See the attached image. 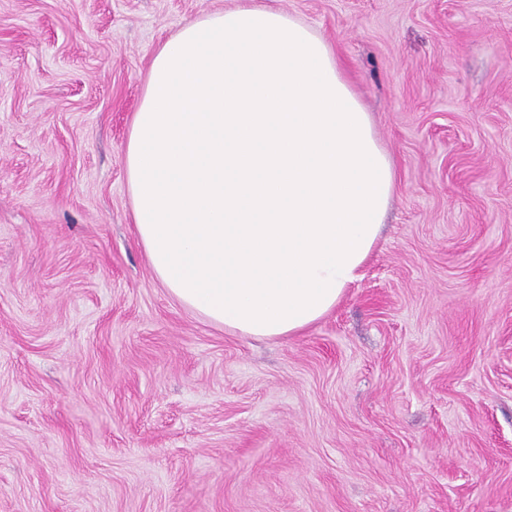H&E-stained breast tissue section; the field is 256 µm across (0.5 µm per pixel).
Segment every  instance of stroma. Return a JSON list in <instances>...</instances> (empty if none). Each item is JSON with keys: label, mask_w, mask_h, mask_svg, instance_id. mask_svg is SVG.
Returning a JSON list of instances; mask_svg holds the SVG:
<instances>
[{"label": "stroma", "mask_w": 512, "mask_h": 512, "mask_svg": "<svg viewBox=\"0 0 512 512\" xmlns=\"http://www.w3.org/2000/svg\"><path fill=\"white\" fill-rule=\"evenodd\" d=\"M238 0H0V512H512V0H259L397 171L284 338L176 302L124 165L151 61Z\"/></svg>", "instance_id": "obj_1"}]
</instances>
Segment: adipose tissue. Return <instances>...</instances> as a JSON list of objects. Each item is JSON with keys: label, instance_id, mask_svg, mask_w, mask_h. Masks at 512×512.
<instances>
[{"label": "adipose tissue", "instance_id": "obj_1", "mask_svg": "<svg viewBox=\"0 0 512 512\" xmlns=\"http://www.w3.org/2000/svg\"><path fill=\"white\" fill-rule=\"evenodd\" d=\"M124 162L170 296L266 338L313 325L360 279L396 180L331 46L254 0L161 46Z\"/></svg>", "mask_w": 512, "mask_h": 512}]
</instances>
